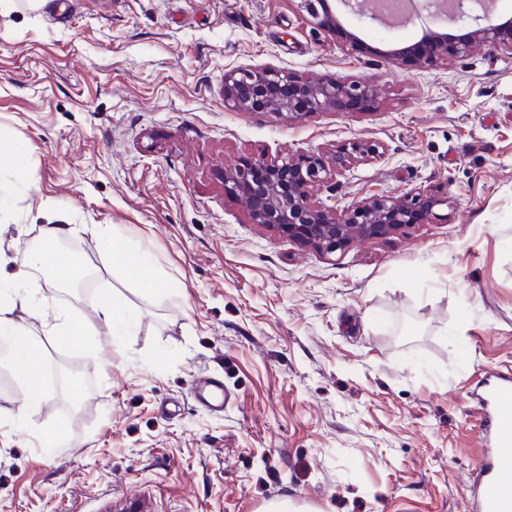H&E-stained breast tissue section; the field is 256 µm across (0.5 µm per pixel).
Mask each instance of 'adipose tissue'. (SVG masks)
Instances as JSON below:
<instances>
[{
	"label": "adipose tissue",
	"instance_id": "1",
	"mask_svg": "<svg viewBox=\"0 0 512 512\" xmlns=\"http://www.w3.org/2000/svg\"><path fill=\"white\" fill-rule=\"evenodd\" d=\"M61 236L60 227L48 229L43 243L31 254L27 267L18 269L9 282L0 281V340L9 343L8 359L13 373L30 385L18 409L22 415L36 408L42 400L41 387L32 383V374L41 364V354L34 337L27 333L14 314L19 310L36 312L43 305V295L25 287L30 270L49 271L54 282L62 283L69 280L71 268L79 265L80 260L76 257L70 258L68 264L59 263L56 242Z\"/></svg>",
	"mask_w": 512,
	"mask_h": 512
}]
</instances>
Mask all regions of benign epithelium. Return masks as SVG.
Wrapping results in <instances>:
<instances>
[{
    "mask_svg": "<svg viewBox=\"0 0 512 512\" xmlns=\"http://www.w3.org/2000/svg\"><path fill=\"white\" fill-rule=\"evenodd\" d=\"M485 0H449L448 8L437 0L428 5L450 21L474 23L469 35L457 42L430 28L425 29L420 54L432 63H446L473 48L490 44L512 50V22L491 23L487 11L474 13ZM307 12L318 25L353 42L357 36L344 29L326 0H305ZM378 105L377 91L357 80L326 78L311 81L279 69L261 66L224 72V107L234 112H271L286 123L314 112H367ZM380 156L374 143H349L333 153H302L288 159L259 156L235 165L224 173L225 184L245 191L251 221L323 253H334L354 239H371L400 232L412 224H433L436 208L448 197L421 188H410L397 196H371L347 206L327 208L311 200L310 189L343 173L356 159Z\"/></svg>",
    "mask_w": 512,
    "mask_h": 512,
    "instance_id": "benign-epithelium-1",
    "label": "benign epithelium"
}]
</instances>
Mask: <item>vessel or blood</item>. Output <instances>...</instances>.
I'll return each mask as SVG.
<instances>
[{
  "instance_id": "b4317fda",
  "label": "vessel or blood",
  "mask_w": 512,
  "mask_h": 512,
  "mask_svg": "<svg viewBox=\"0 0 512 512\" xmlns=\"http://www.w3.org/2000/svg\"><path fill=\"white\" fill-rule=\"evenodd\" d=\"M487 419L472 512H512V377L499 376L481 397Z\"/></svg>"
}]
</instances>
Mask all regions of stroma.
Here are the masks:
<instances>
[{
	"label": "stroma",
	"mask_w": 512,
	"mask_h": 512,
	"mask_svg": "<svg viewBox=\"0 0 512 512\" xmlns=\"http://www.w3.org/2000/svg\"><path fill=\"white\" fill-rule=\"evenodd\" d=\"M358 41L320 28L303 0H44L0 15V278L29 242L67 225L88 288L50 286L20 323L72 394L25 386L0 362V512H471L485 372L512 374V51L429 66L389 50L421 37L334 5ZM271 66L380 90L369 112L287 124L224 107V72ZM379 145L312 190L343 207L421 187L447 196L435 224L332 254L252 223L225 169L258 155ZM112 227L104 247L95 227ZM158 291L125 278L126 252ZM135 311L110 335L96 300ZM95 325L86 348L44 332L57 311ZM230 400L202 406L194 382ZM59 426L62 448L46 431Z\"/></svg>",
	"instance_id": "35a3bbf8"
}]
</instances>
